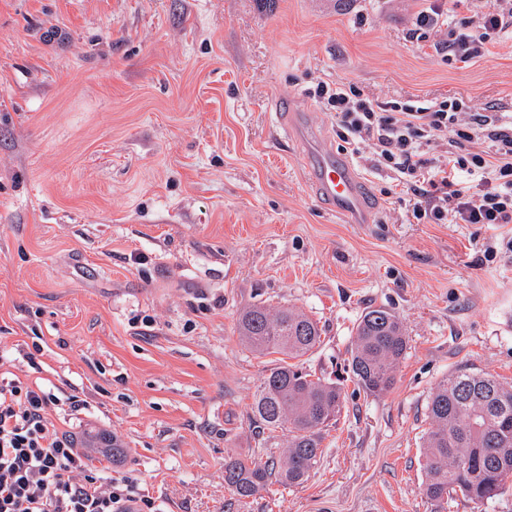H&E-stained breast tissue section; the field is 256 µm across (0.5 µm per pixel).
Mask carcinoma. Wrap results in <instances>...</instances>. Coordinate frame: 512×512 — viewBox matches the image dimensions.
Instances as JSON below:
<instances>
[{
  "instance_id": "1",
  "label": "carcinoma",
  "mask_w": 512,
  "mask_h": 512,
  "mask_svg": "<svg viewBox=\"0 0 512 512\" xmlns=\"http://www.w3.org/2000/svg\"><path fill=\"white\" fill-rule=\"evenodd\" d=\"M237 332L250 352L282 355L255 396L252 421L270 433L289 432L276 458L224 459V483L244 503L273 482L294 486L309 478L322 455L321 432L340 413L343 392L299 363L321 338L318 323L303 311L253 304L239 313ZM407 345L397 315L383 308L366 311L355 328L349 361L358 386L374 395L389 391ZM429 417L422 495L439 507L453 492L479 502L495 498L512 479V386L489 373L462 369L439 384Z\"/></svg>"
}]
</instances>
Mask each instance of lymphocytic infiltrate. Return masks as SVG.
Wrapping results in <instances>:
<instances>
[{"mask_svg":"<svg viewBox=\"0 0 512 512\" xmlns=\"http://www.w3.org/2000/svg\"><path fill=\"white\" fill-rule=\"evenodd\" d=\"M511 27L512 0H428L411 36L467 67ZM308 94L335 112L343 152L410 190L416 220L512 224V114L478 112L455 96L381 100L340 81H318ZM60 403L36 383H0V512H126L134 482L104 483L88 470L85 451L52 419Z\"/></svg>","mask_w":512,"mask_h":512,"instance_id":"1","label":"lymphocytic infiltrate"}]
</instances>
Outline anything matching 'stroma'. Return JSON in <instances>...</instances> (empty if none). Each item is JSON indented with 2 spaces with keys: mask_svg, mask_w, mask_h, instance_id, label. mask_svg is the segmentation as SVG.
Returning a JSON list of instances; mask_svg holds the SVG:
<instances>
[{
  "mask_svg": "<svg viewBox=\"0 0 512 512\" xmlns=\"http://www.w3.org/2000/svg\"><path fill=\"white\" fill-rule=\"evenodd\" d=\"M422 0H0V379L60 398L79 445L120 440L141 512H224V458L277 455L250 420L274 356L239 312L294 306L321 341L306 370L345 398L300 486L237 512H438L421 494L432 392L469 367L512 384V224L417 223L403 185L355 171L372 209L319 202L276 99L337 147L305 93L457 96L512 113V33L460 69L408 36ZM403 321L387 393L348 370L368 308Z\"/></svg>",
  "mask_w": 512,
  "mask_h": 512,
  "instance_id": "stroma-1",
  "label": "stroma"
}]
</instances>
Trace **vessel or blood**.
<instances>
[{
    "label": "vessel or blood",
    "instance_id": "b4317fda",
    "mask_svg": "<svg viewBox=\"0 0 512 512\" xmlns=\"http://www.w3.org/2000/svg\"><path fill=\"white\" fill-rule=\"evenodd\" d=\"M280 133L285 137L304 138L317 143L316 154L308 167L310 182L316 194L332 210L340 212L353 223H368V207L351 162L336 157L334 152L320 145L316 127L305 120H298L291 127H282Z\"/></svg>",
    "mask_w": 512,
    "mask_h": 512
}]
</instances>
